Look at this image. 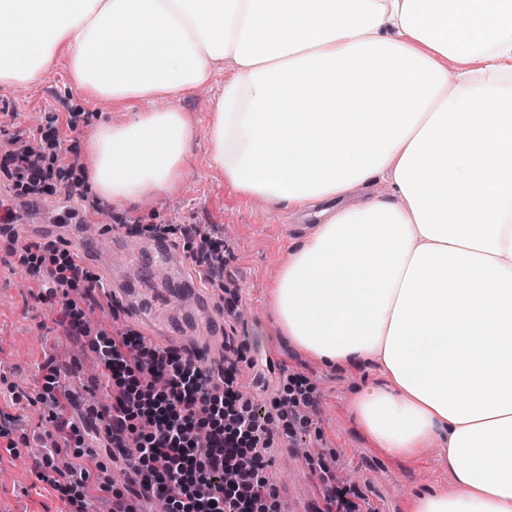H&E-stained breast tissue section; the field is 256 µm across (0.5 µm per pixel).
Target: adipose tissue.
Returning <instances> with one entry per match:
<instances>
[{
    "label": "adipose tissue",
    "mask_w": 512,
    "mask_h": 512,
    "mask_svg": "<svg viewBox=\"0 0 512 512\" xmlns=\"http://www.w3.org/2000/svg\"><path fill=\"white\" fill-rule=\"evenodd\" d=\"M61 52L82 103L180 96L234 60L205 136L226 182L336 203L274 287L284 335L379 365L354 399L375 447L440 444L456 490L413 512H512V0H0V88ZM193 138L175 109L102 123L89 187L166 192Z\"/></svg>",
    "instance_id": "ef3b65f1"
}]
</instances>
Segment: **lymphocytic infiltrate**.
<instances>
[{
	"label": "lymphocytic infiltrate",
	"instance_id": "1",
	"mask_svg": "<svg viewBox=\"0 0 512 512\" xmlns=\"http://www.w3.org/2000/svg\"><path fill=\"white\" fill-rule=\"evenodd\" d=\"M42 129L0 156L12 166L16 179H33L43 162ZM217 226L196 227L200 243L192 255L199 275L211 280L213 265L224 260V239ZM28 272L51 287L76 288L90 279L89 270L67 258L65 267L35 262L32 244L22 248ZM78 300L69 299L60 312L72 335H93L92 346L112 388L110 448L136 447L127 460L133 476L124 489L111 480L92 481L89 464L60 471L64 483L80 488L96 485L108 512H137V499L161 496L172 512H248L256 500H275V488L262 480V450L272 436L260 424L250 399L237 386L238 367L228 362L218 374L202 371L176 354L147 347L138 333L116 328L112 333L91 332L82 325ZM54 439L48 457L68 454L79 428L69 417L72 396L62 390L50 395Z\"/></svg>",
	"mask_w": 512,
	"mask_h": 512
}]
</instances>
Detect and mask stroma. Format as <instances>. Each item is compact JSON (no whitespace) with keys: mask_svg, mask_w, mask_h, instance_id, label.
Returning <instances> with one entry per match:
<instances>
[{"mask_svg":"<svg viewBox=\"0 0 512 512\" xmlns=\"http://www.w3.org/2000/svg\"><path fill=\"white\" fill-rule=\"evenodd\" d=\"M216 95V89L209 88L145 104L149 110H179L195 132L182 174L168 192L118 210L88 197L80 209L106 224L136 218L144 226L176 225L178 232L170 240L185 258L190 252L183 227L215 224L223 230L224 277L231 286L210 289L209 295L219 309L225 301L234 303L233 312L224 315L225 335H245L252 347L278 359L269 384L256 382L244 362L238 381L256 411L269 416L274 441L262 475L279 492H321L318 464L333 460L352 474L348 498L364 512H410L417 494L453 492L452 475L435 449L415 458H394L374 448L356 425L352 395L359 383L376 379L375 364L356 371L328 365L282 336L273 311V288L295 246L316 225L286 207L258 204L225 182L204 140ZM76 99L67 58L58 56L48 75L17 89H0V142L28 136L39 124L46 133H59L83 157L97 137L99 121L121 122L132 115L111 101L95 100L85 104L88 117L80 120L73 108ZM53 115L58 118L54 124L49 121ZM15 248L10 237L0 238V410L17 419L15 450L0 449V512H99L95 497H86L79 509L50 485L53 470L40 449L52 424L40 395L50 367L59 368L62 384L74 397L70 412L80 424L90 408L111 414V390L88 338L70 336L67 325L58 320L65 302L62 291H49L34 281ZM297 385L307 388L316 407L308 413L310 425L292 427L276 405ZM308 448L318 449L319 462L305 456Z\"/></svg>","mask_w":512,"mask_h":512,"instance_id":"stroma-1","label":"stroma"}]
</instances>
